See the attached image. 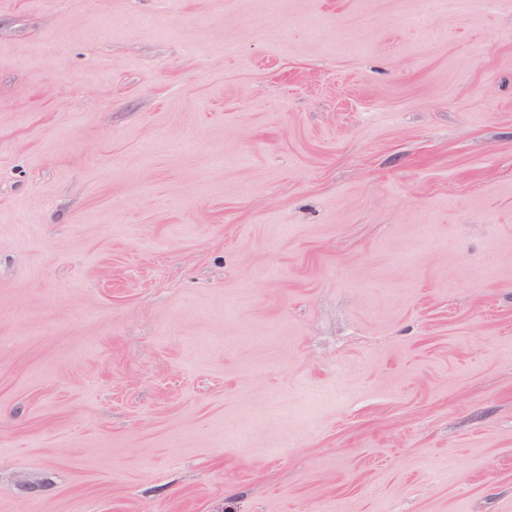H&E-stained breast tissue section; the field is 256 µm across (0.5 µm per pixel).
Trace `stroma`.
<instances>
[{
  "mask_svg": "<svg viewBox=\"0 0 512 512\" xmlns=\"http://www.w3.org/2000/svg\"><path fill=\"white\" fill-rule=\"evenodd\" d=\"M0 512H512V0H0Z\"/></svg>",
  "mask_w": 512,
  "mask_h": 512,
  "instance_id": "obj_1",
  "label": "stroma"
}]
</instances>
